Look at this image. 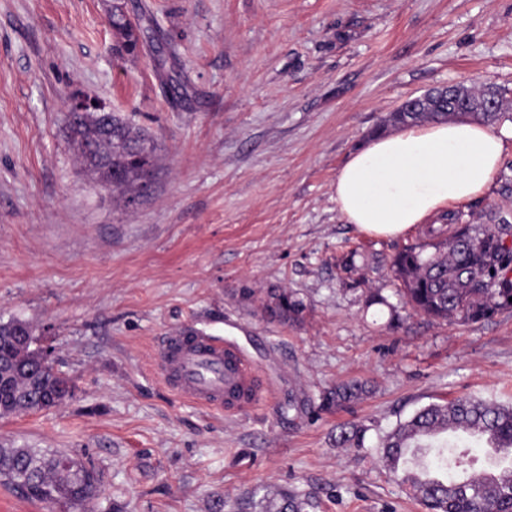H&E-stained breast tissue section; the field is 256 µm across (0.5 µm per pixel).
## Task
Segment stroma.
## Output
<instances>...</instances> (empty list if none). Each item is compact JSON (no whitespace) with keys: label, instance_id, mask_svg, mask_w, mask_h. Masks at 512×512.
I'll use <instances>...</instances> for the list:
<instances>
[{"label":"stroma","instance_id":"1","mask_svg":"<svg viewBox=\"0 0 512 512\" xmlns=\"http://www.w3.org/2000/svg\"><path fill=\"white\" fill-rule=\"evenodd\" d=\"M125 2L175 35L174 67L113 51L112 0H0V321L30 322L75 383L56 408L0 417V446L99 478L84 506L0 485V512H231L242 491L281 486L309 512H422L340 430L466 395L512 403V309L469 324L414 313L390 260L421 229L365 234L334 183L407 98L462 82L512 99V0ZM73 92L153 136L136 206L78 161ZM492 210L512 221L511 142L485 193L453 208L464 224ZM273 288L302 301L297 321L265 316ZM191 323L238 343L267 401L229 415L163 385L157 342ZM352 379L370 393L310 413Z\"/></svg>","mask_w":512,"mask_h":512}]
</instances>
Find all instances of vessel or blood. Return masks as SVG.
Here are the masks:
<instances>
[{
  "instance_id": "b4317fda",
  "label": "vessel or blood",
  "mask_w": 512,
  "mask_h": 512,
  "mask_svg": "<svg viewBox=\"0 0 512 512\" xmlns=\"http://www.w3.org/2000/svg\"><path fill=\"white\" fill-rule=\"evenodd\" d=\"M158 372L177 395L231 413L251 409L268 391L240 349L188 324L162 337Z\"/></svg>"
}]
</instances>
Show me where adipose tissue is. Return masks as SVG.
Returning <instances> with one entry per match:
<instances>
[{"mask_svg":"<svg viewBox=\"0 0 512 512\" xmlns=\"http://www.w3.org/2000/svg\"><path fill=\"white\" fill-rule=\"evenodd\" d=\"M512 129L458 121L376 138L336 176L340 213L362 232L397 237L481 196Z\"/></svg>","mask_w":512,"mask_h":512,"instance_id":"ef3b65f1","label":"adipose tissue"}]
</instances>
